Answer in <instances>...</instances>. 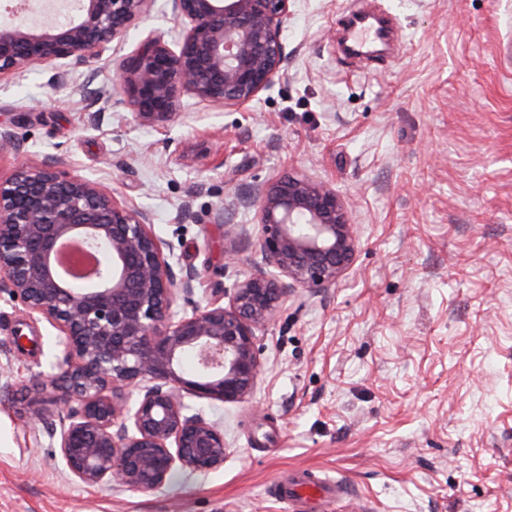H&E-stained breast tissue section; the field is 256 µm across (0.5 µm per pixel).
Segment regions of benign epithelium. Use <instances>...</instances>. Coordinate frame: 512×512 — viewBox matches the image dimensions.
<instances>
[{"instance_id":"obj_1","label":"benign epithelium","mask_w":512,"mask_h":512,"mask_svg":"<svg viewBox=\"0 0 512 512\" xmlns=\"http://www.w3.org/2000/svg\"><path fill=\"white\" fill-rule=\"evenodd\" d=\"M153 0H74L62 19L0 21V76L54 64L64 87L90 53L100 56L147 16ZM178 49L146 38L116 65L113 87L142 122H165L180 99L240 107L270 87L284 59L292 0H171ZM255 210L249 273L231 292L186 311L192 277L177 279L147 215L106 187L57 167L29 165L0 180V285L57 329L56 373L13 386L72 406L53 433L73 481L160 490L173 471L224 465V429L189 400L250 399L264 370L257 346L283 305L341 284L361 247L358 225L328 183L288 175L224 200L221 216ZM82 239L107 257L85 285L54 267L60 241ZM196 369L187 376L182 357Z\"/></svg>"}]
</instances>
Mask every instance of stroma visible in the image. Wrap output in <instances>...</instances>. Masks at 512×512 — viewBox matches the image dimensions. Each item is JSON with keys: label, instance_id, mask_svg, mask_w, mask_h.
Listing matches in <instances>:
<instances>
[{"label": "stroma", "instance_id": "stroma-1", "mask_svg": "<svg viewBox=\"0 0 512 512\" xmlns=\"http://www.w3.org/2000/svg\"><path fill=\"white\" fill-rule=\"evenodd\" d=\"M393 53L355 62L339 44L350 0H294L286 59L242 107L187 96L136 120L115 62L147 36L176 46L169 0L70 86L31 66L0 79V177L52 164L115 189L191 272L185 309L232 289L215 219L224 199L304 173L350 203L362 246L349 278L288 301L259 338L253 397L206 402L229 453L158 491L71 481L48 417L0 403V512H291L271 494L312 469L348 493L329 512H512V0H376ZM58 332L0 288V386L50 373Z\"/></svg>", "mask_w": 512, "mask_h": 512}]
</instances>
